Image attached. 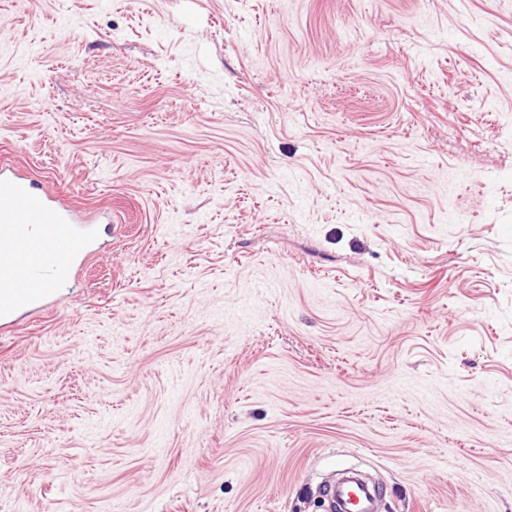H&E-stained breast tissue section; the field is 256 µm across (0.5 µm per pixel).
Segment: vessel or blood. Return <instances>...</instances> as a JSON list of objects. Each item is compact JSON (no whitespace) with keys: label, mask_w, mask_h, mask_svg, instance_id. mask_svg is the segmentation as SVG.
I'll return each mask as SVG.
<instances>
[{"label":"vessel or blood","mask_w":512,"mask_h":512,"mask_svg":"<svg viewBox=\"0 0 512 512\" xmlns=\"http://www.w3.org/2000/svg\"><path fill=\"white\" fill-rule=\"evenodd\" d=\"M91 213L43 183L0 165V333L74 278L91 249ZM335 512H376L377 488L353 474L326 489Z\"/></svg>","instance_id":"vessel-or-blood-1"}]
</instances>
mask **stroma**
Instances as JSON below:
<instances>
[{
    "label": "stroma",
    "mask_w": 512,
    "mask_h": 512,
    "mask_svg": "<svg viewBox=\"0 0 512 512\" xmlns=\"http://www.w3.org/2000/svg\"><path fill=\"white\" fill-rule=\"evenodd\" d=\"M2 158L116 230L0 512H512V0H0ZM325 492L336 512H376L377 488L354 474H344Z\"/></svg>",
    "instance_id": "35a3bbf8"
}]
</instances>
